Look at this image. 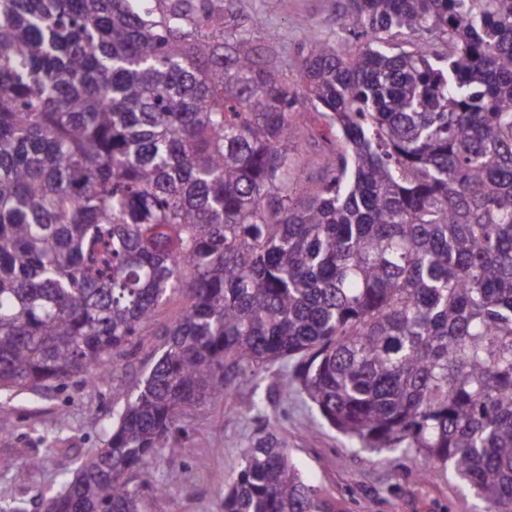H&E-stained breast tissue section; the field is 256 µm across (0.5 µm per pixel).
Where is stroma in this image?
Segmentation results:
<instances>
[{"mask_svg": "<svg viewBox=\"0 0 512 512\" xmlns=\"http://www.w3.org/2000/svg\"><path fill=\"white\" fill-rule=\"evenodd\" d=\"M254 33L274 36L278 66L288 77L291 96L303 100L299 48L309 38L341 40L348 33L336 24L334 0H239ZM327 126L305 106L294 142L304 171L297 193L308 190L329 145ZM189 300L177 295L161 304L134 344L108 369L104 383L87 385L80 376L35 394L1 392L8 414L0 418V504L24 500L28 512H41L43 496L60 490L63 474L103 447L112 410L155 362L161 331L184 314ZM283 362L267 365L254 378L237 381L230 391L205 401L181 422L180 452H160L150 462L156 480L176 475L170 492L158 496L141 486L136 473L127 479L139 492L140 512H224V490L238 473L246 450L269 424L318 494L336 502L340 512H484L485 504L452 466L398 452H354L303 396H282L289 379ZM270 394L261 412L249 405Z\"/></svg>", "mask_w": 512, "mask_h": 512, "instance_id": "35a3bbf8", "label": "stroma"}]
</instances>
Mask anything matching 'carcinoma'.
<instances>
[{
	"label": "carcinoma",
	"mask_w": 512,
	"mask_h": 512,
	"mask_svg": "<svg viewBox=\"0 0 512 512\" xmlns=\"http://www.w3.org/2000/svg\"><path fill=\"white\" fill-rule=\"evenodd\" d=\"M237 0H0V391L98 385L190 299L44 512L126 475L265 366L352 445L452 463L512 512V0H345L300 78L336 140L293 196L288 80ZM413 37V49L395 43ZM224 512H335L275 429Z\"/></svg>",
	"instance_id": "obj_1"
}]
</instances>
